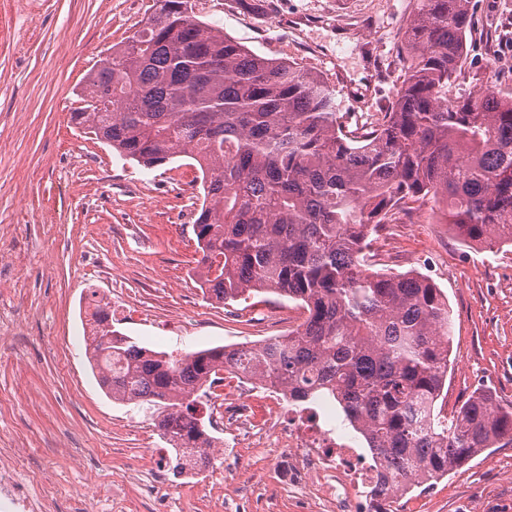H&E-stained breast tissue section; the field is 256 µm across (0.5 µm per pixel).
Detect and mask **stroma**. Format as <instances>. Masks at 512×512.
Returning a JSON list of instances; mask_svg holds the SVG:
<instances>
[{
  "label": "stroma",
  "instance_id": "obj_1",
  "mask_svg": "<svg viewBox=\"0 0 512 512\" xmlns=\"http://www.w3.org/2000/svg\"><path fill=\"white\" fill-rule=\"evenodd\" d=\"M153 0H0V455L45 473L56 512H82L73 490L122 482L126 512L159 483L170 512H292L265 459L234 468L216 439L204 480L154 475L165 442L149 412L112 401L84 354L90 291L116 298L113 327L156 351L253 343L289 307L272 293L218 303L199 288L192 225L195 168L148 170L75 126L86 73L141 28ZM201 21L253 52L298 62L336 89L347 126L393 100L399 34L411 0H194ZM465 68L512 91V0H476ZM194 181L186 190V181ZM398 250L448 298L454 328L447 408L479 386L512 404V247L460 245L430 206L386 225L373 253ZM403 512H512V446L490 448L402 500Z\"/></svg>",
  "mask_w": 512,
  "mask_h": 512
}]
</instances>
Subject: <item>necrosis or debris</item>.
Returning <instances> with one entry per match:
<instances>
[{
	"label": "necrosis or debris",
	"instance_id": "necrosis-or-debris-1",
	"mask_svg": "<svg viewBox=\"0 0 512 512\" xmlns=\"http://www.w3.org/2000/svg\"><path fill=\"white\" fill-rule=\"evenodd\" d=\"M205 399L231 447L271 449V475L298 495L299 512L316 500L328 512H392L381 464L337 430L331 405L293 403L284 385L248 372L225 374ZM41 485L17 461L0 459V512H45Z\"/></svg>",
	"mask_w": 512,
	"mask_h": 512
}]
</instances>
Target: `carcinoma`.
Instances as JSON below:
<instances>
[{
    "label": "carcinoma",
    "instance_id": "obj_1",
    "mask_svg": "<svg viewBox=\"0 0 512 512\" xmlns=\"http://www.w3.org/2000/svg\"><path fill=\"white\" fill-rule=\"evenodd\" d=\"M153 0L146 23L85 77L87 126L152 169L175 158L199 173L193 224L201 287L218 302L269 291L307 316L260 345L176 357L115 331L93 291L86 356L116 402L148 405L176 455L210 462L197 392L224 372L257 369L305 402L328 395L386 465L397 493L436 480L487 448L512 445V405L474 391L452 414L448 297L419 272L372 270L377 228L426 202L464 244L512 246V93L459 99L474 0H413L392 104L348 130L317 72L262 57L216 26Z\"/></svg>",
    "mask_w": 512,
    "mask_h": 512
}]
</instances>
